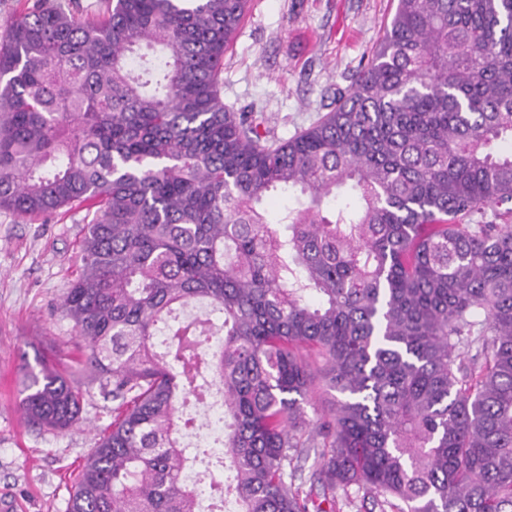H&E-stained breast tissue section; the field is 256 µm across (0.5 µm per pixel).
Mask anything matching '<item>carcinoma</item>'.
<instances>
[{"label":"carcinoma","mask_w":512,"mask_h":512,"mask_svg":"<svg viewBox=\"0 0 512 512\" xmlns=\"http://www.w3.org/2000/svg\"><path fill=\"white\" fill-rule=\"evenodd\" d=\"M249 4L0 20V210L86 205L61 309L71 362L118 401L67 512H203L183 413L215 396L210 512H324L360 483L375 506L512 512V224L462 223L512 212V0H397L335 107L284 142L221 96ZM314 362L340 397L303 448ZM24 391L28 422L78 419L82 387L53 367Z\"/></svg>","instance_id":"obj_1"}]
</instances>
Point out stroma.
Segmentation results:
<instances>
[{"label": "stroma", "instance_id": "stroma-1", "mask_svg": "<svg viewBox=\"0 0 512 512\" xmlns=\"http://www.w3.org/2000/svg\"><path fill=\"white\" fill-rule=\"evenodd\" d=\"M397 0H251L224 56V104L262 118L287 140L334 106L383 37ZM87 211L22 221L0 210V493L26 512H66L78 470L113 401L94 374L79 420L58 432L29 425L19 410L26 377L40 360L73 356L76 332L61 309L78 269Z\"/></svg>", "mask_w": 512, "mask_h": 512}]
</instances>
